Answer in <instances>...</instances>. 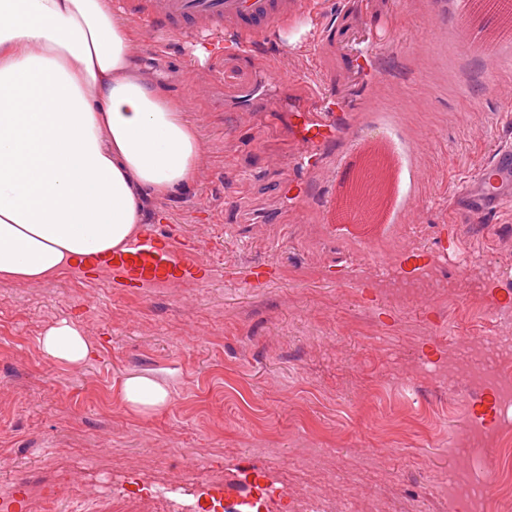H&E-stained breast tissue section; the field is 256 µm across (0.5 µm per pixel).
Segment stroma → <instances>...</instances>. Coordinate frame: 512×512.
I'll list each match as a JSON object with an SVG mask.
<instances>
[{
    "label": "stroma",
    "mask_w": 512,
    "mask_h": 512,
    "mask_svg": "<svg viewBox=\"0 0 512 512\" xmlns=\"http://www.w3.org/2000/svg\"><path fill=\"white\" fill-rule=\"evenodd\" d=\"M136 31L149 81L184 102L206 140L193 182L163 202L159 232L179 224L209 263V277L180 276L130 288L112 273L73 268L39 283L0 281V494L63 482L48 512H167L156 489L220 477L224 504L273 490L268 512H466L448 475L471 462L452 450L470 429L489 456L512 415L491 391L444 377L449 359L468 366L483 336L512 335V210L490 224H457L452 192L495 149L512 108V40L494 48L496 85L482 79L478 29L460 23L461 0H407L389 15L398 41L355 61L375 34L353 8L321 0L297 24L268 29L251 55H193L212 31L161 42L141 22L149 0H115ZM336 42L310 38L323 15ZM335 72L348 113L336 151L355 140L384 145L396 167L385 222L328 224L343 179L325 160L294 206L284 182L300 177L287 125L264 113L301 103L303 81L279 69ZM264 82L261 111L233 100ZM470 261L464 285L401 297L389 280ZM281 274L250 285L257 266ZM76 328L94 349L73 366L41 345L52 327ZM166 388L169 402L137 413L127 377Z\"/></svg>",
    "instance_id": "1"
}]
</instances>
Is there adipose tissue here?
Wrapping results in <instances>:
<instances>
[{"label": "adipose tissue", "mask_w": 512, "mask_h": 512, "mask_svg": "<svg viewBox=\"0 0 512 512\" xmlns=\"http://www.w3.org/2000/svg\"><path fill=\"white\" fill-rule=\"evenodd\" d=\"M133 38L112 0H0V277L124 253L194 180L200 129L145 79ZM42 346L75 365L93 353L66 324Z\"/></svg>", "instance_id": "1"}]
</instances>
